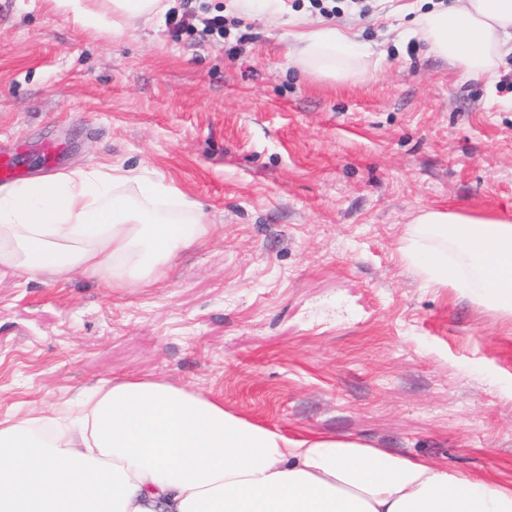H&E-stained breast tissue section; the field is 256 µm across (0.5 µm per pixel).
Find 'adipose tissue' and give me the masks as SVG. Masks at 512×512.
<instances>
[{"mask_svg":"<svg viewBox=\"0 0 512 512\" xmlns=\"http://www.w3.org/2000/svg\"><path fill=\"white\" fill-rule=\"evenodd\" d=\"M85 30L112 17H164L169 0H54ZM409 37L465 78L494 79L512 55V0L412 7ZM292 59L333 80H365L369 52L324 25L295 35ZM211 230L165 174L72 169L0 185V266L56 281L81 273L112 288L159 280ZM402 255L435 286L476 285L512 318V220L429 210ZM0 512H512V487L478 483L362 440L290 437L165 381L110 380L61 407L0 420Z\"/></svg>","mask_w":512,"mask_h":512,"instance_id":"1","label":"adipose tissue"}]
</instances>
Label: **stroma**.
Segmentation results:
<instances>
[{
    "mask_svg": "<svg viewBox=\"0 0 512 512\" xmlns=\"http://www.w3.org/2000/svg\"><path fill=\"white\" fill-rule=\"evenodd\" d=\"M226 2L173 0L223 15L222 39L165 19L116 38L108 17L84 30L52 0H0V153L24 179L154 167L217 227L139 288L0 266V418L147 376L512 485V320L400 251L425 210L512 215V56L494 83L462 80L408 38L414 0ZM297 16L352 28L375 76L290 66ZM229 12L236 14L276 13L285 8L283 0H228Z\"/></svg>",
    "mask_w": 512,
    "mask_h": 512,
    "instance_id": "35a3bbf8",
    "label": "stroma"
}]
</instances>
